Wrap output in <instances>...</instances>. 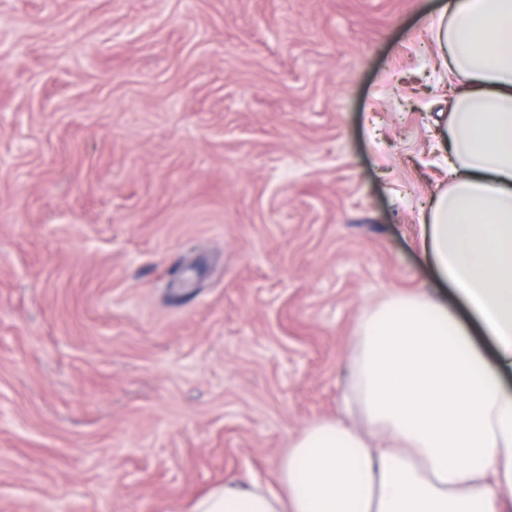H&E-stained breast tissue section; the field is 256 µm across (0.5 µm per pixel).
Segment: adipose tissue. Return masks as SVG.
<instances>
[{"label": "adipose tissue", "mask_w": 512, "mask_h": 512, "mask_svg": "<svg viewBox=\"0 0 512 512\" xmlns=\"http://www.w3.org/2000/svg\"><path fill=\"white\" fill-rule=\"evenodd\" d=\"M432 37L461 86L421 252L496 360L440 299L389 296L355 338L349 401L364 428L313 423L281 459L278 491L228 484L195 512H512V0H441Z\"/></svg>", "instance_id": "1"}]
</instances>
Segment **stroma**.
I'll return each instance as SVG.
<instances>
[{"label":"stroma","mask_w":512,"mask_h":512,"mask_svg":"<svg viewBox=\"0 0 512 512\" xmlns=\"http://www.w3.org/2000/svg\"><path fill=\"white\" fill-rule=\"evenodd\" d=\"M437 0H0V512H190L448 291Z\"/></svg>","instance_id":"35a3bbf8"}]
</instances>
